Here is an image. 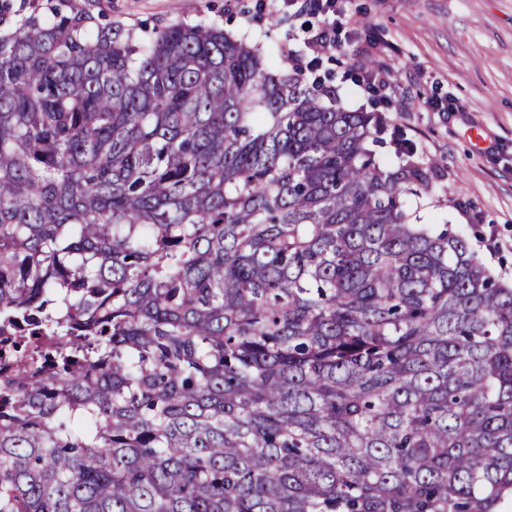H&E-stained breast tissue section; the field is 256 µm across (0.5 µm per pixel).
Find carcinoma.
<instances>
[{
	"label": "carcinoma",
	"instance_id": "1",
	"mask_svg": "<svg viewBox=\"0 0 512 512\" xmlns=\"http://www.w3.org/2000/svg\"><path fill=\"white\" fill-rule=\"evenodd\" d=\"M389 126L215 25L0 0V512H508L512 288Z\"/></svg>",
	"mask_w": 512,
	"mask_h": 512
}]
</instances>
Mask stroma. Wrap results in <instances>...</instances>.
I'll return each instance as SVG.
<instances>
[{"instance_id":"35a3bbf8","label":"stroma","mask_w":512,"mask_h":512,"mask_svg":"<svg viewBox=\"0 0 512 512\" xmlns=\"http://www.w3.org/2000/svg\"><path fill=\"white\" fill-rule=\"evenodd\" d=\"M349 17L338 52L319 56L340 106H375L348 69L369 57L386 64L387 111L435 166L431 192L408 198L415 224L459 230L492 274L512 286V0H335ZM128 28L178 22L214 24L276 57L283 41L304 51L305 26L325 0H298L269 16L266 0H71ZM499 252L483 247L488 235Z\"/></svg>"}]
</instances>
